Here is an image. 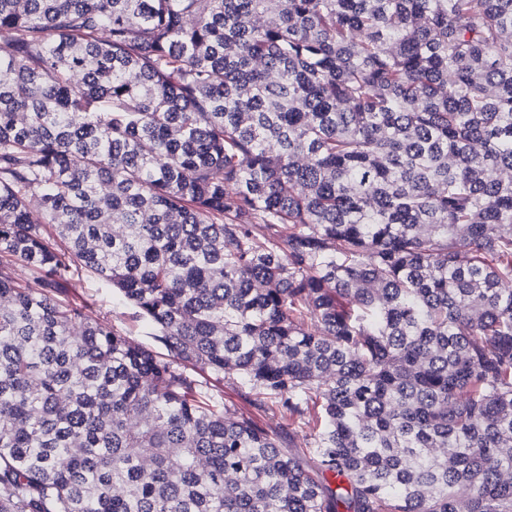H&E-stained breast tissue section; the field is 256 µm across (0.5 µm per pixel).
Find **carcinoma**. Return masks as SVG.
I'll return each mask as SVG.
<instances>
[{"mask_svg":"<svg viewBox=\"0 0 512 512\" xmlns=\"http://www.w3.org/2000/svg\"><path fill=\"white\" fill-rule=\"evenodd\" d=\"M0 31V512H512V0H0ZM83 269L167 354L54 297ZM186 370L196 379L202 381L203 384L206 382L215 397L217 411L223 412L227 410L238 416H249L265 428H274L280 423L283 429L279 431L282 432V436L285 437L286 446H288V418L280 419L277 416H273L270 412L258 409L254 401L255 396L246 393V390L242 389L236 381L224 379L220 382H215L209 379L206 374L195 372L190 367H186Z\"/></svg>","mask_w":512,"mask_h":512,"instance_id":"carcinoma-1","label":"carcinoma"}]
</instances>
